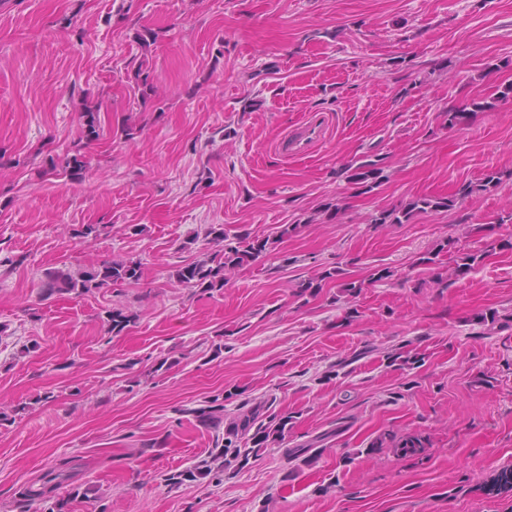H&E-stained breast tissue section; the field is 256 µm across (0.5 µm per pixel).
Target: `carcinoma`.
<instances>
[{
    "label": "carcinoma",
    "mask_w": 512,
    "mask_h": 512,
    "mask_svg": "<svg viewBox=\"0 0 512 512\" xmlns=\"http://www.w3.org/2000/svg\"><path fill=\"white\" fill-rule=\"evenodd\" d=\"M131 81L141 94V98L148 99L153 93V86L150 84L148 74L143 67H137L131 77ZM84 133L89 141L99 138L98 112L94 109H86L83 112ZM386 157L379 155H366L359 159V164L349 165L347 170L351 174L346 176L347 181L359 185L362 192L368 193L377 188L381 183V174ZM86 171L85 162L82 156L74 154L63 159L52 155L46 158V172L60 173L73 181L83 179ZM502 174L490 172L478 183H466L459 187L456 193L450 197H417L407 203L404 207L390 210H383L378 216L372 219L374 224H404L409 222L414 215L441 209L450 210L460 201L480 191H487L501 183ZM207 235L211 240L224 243L222 256H213L206 261L189 263L176 271L177 279L194 287H199L206 292L220 291L224 288L226 276L236 269L256 261L260 256L267 253L269 239L260 237H245L237 241L233 246L227 243V235L222 226H210ZM448 249V244H442L431 255L420 258V263L432 268L433 282L437 285L444 283L442 273L439 272L438 256ZM484 257L482 252L462 253L456 257V271L465 274ZM341 270L332 266L317 274L316 277L299 284L301 293L311 292L315 295L322 290L326 282L337 279ZM142 269L140 263L133 260L108 261L97 268L81 272L77 275L68 270H50L45 274L43 292L45 297H51L59 293L85 294L93 289L104 288L111 284H136L141 280ZM135 318L133 314H126L121 310L107 311L106 323L109 331L118 334L122 332ZM264 405L252 407L241 413L228 423L221 440L216 442L217 452L213 455V461L220 463L219 470L226 466L225 455H230L234 461L241 462L248 458L255 448L267 446L271 439H284L285 429L289 418L283 417L274 421L269 417V424L263 423ZM196 418L201 423L209 425L224 415V404L219 397L210 400V405L195 411ZM255 432L250 438V445L240 446L242 436L250 428ZM396 447L407 454H416L426 447L421 437L407 435L400 439Z\"/></svg>",
    "instance_id": "carcinoma-1"
}]
</instances>
